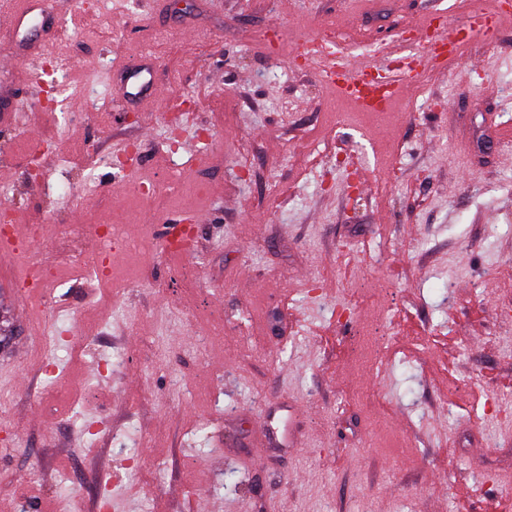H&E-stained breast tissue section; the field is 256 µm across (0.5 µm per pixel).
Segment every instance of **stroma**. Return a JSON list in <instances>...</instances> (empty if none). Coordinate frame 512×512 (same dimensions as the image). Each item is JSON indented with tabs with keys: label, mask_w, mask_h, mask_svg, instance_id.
<instances>
[{
	"label": "stroma",
	"mask_w": 512,
	"mask_h": 512,
	"mask_svg": "<svg viewBox=\"0 0 512 512\" xmlns=\"http://www.w3.org/2000/svg\"><path fill=\"white\" fill-rule=\"evenodd\" d=\"M23 4L0 0V195L31 248L0 266V512H512V23L377 137L291 53L386 33L374 0H46L58 30L22 47ZM139 60L192 101L177 129L119 93ZM193 210L184 257L116 250L107 284L72 261L96 225ZM319 40V39H318ZM321 47L335 45L336 49H364L371 50L378 45L376 37L370 28L363 22L354 23L348 30L336 31V37H329L328 40H319Z\"/></svg>",
	"instance_id": "stroma-1"
}]
</instances>
